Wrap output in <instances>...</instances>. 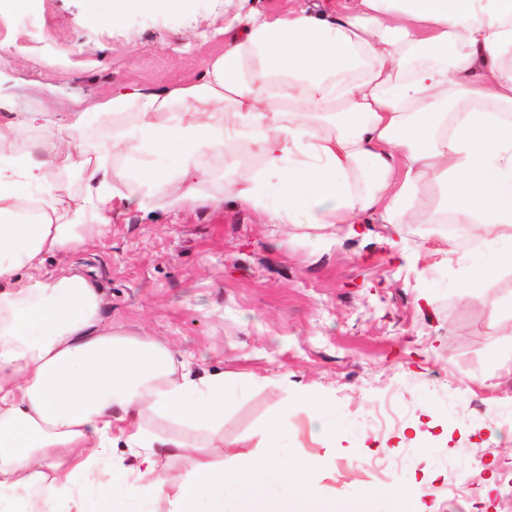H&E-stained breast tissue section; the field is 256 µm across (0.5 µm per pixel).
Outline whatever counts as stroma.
<instances>
[{"mask_svg": "<svg viewBox=\"0 0 512 512\" xmlns=\"http://www.w3.org/2000/svg\"><path fill=\"white\" fill-rule=\"evenodd\" d=\"M112 0H40L44 33L32 44L24 15L0 16V99L22 118L55 103L200 76L223 51L203 39L220 0H169L133 10L121 27L94 20ZM440 195L424 190L416 223L340 224L335 240L312 225L269 223L225 197L178 210L156 203L112 212L100 242L49 260L77 264L102 288L113 328L192 358L201 374L249 376L224 407V455L258 453L262 428L287 414L281 438L318 462V498L355 503L382 489L374 512H512V269L489 270L429 219ZM471 265L472 284L461 269ZM320 396L331 443L316 441L298 396ZM468 496L436 497L459 463Z\"/></svg>", "mask_w": 512, "mask_h": 512, "instance_id": "35a3bbf8", "label": "stroma"}]
</instances>
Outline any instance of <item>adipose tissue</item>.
Returning a JSON list of instances; mask_svg holds the SVG:
<instances>
[{
  "instance_id": "obj_1",
  "label": "adipose tissue",
  "mask_w": 512,
  "mask_h": 512,
  "mask_svg": "<svg viewBox=\"0 0 512 512\" xmlns=\"http://www.w3.org/2000/svg\"><path fill=\"white\" fill-rule=\"evenodd\" d=\"M209 35L224 49L197 79L80 102L58 122L30 113L36 151H15V121L0 124L11 156L0 167V499L22 495L23 512L71 499L80 512H129L166 495L173 512H337L289 508L314 464L281 445L284 416L267 426L263 456L215 466L223 375L113 330L79 268L47 270L101 240L114 205L163 196L179 209L217 184L273 223L310 212L332 230L366 215L413 223L434 183L445 191L435 223L470 225L488 265L512 267V0H339L330 19L228 11ZM92 113L105 130L96 142ZM243 145L259 166L242 162ZM171 150L172 166L142 169L138 192L118 187L120 157ZM60 158L84 173L82 198L51 183ZM154 420L197 431L168 441L194 459L191 474L159 470ZM120 446L139 449L137 479L116 463L94 483Z\"/></svg>"
}]
</instances>
